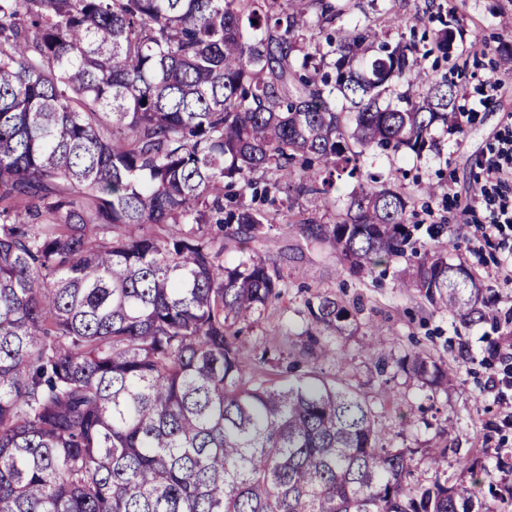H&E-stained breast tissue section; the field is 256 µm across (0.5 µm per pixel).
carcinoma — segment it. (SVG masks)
Here are the masks:
<instances>
[{
  "label": "carcinoma",
  "instance_id": "carcinoma-1",
  "mask_svg": "<svg viewBox=\"0 0 512 512\" xmlns=\"http://www.w3.org/2000/svg\"><path fill=\"white\" fill-rule=\"evenodd\" d=\"M333 0H0V512H473L355 389L265 380L236 324L282 295L279 268L224 260L272 218L253 175L336 205L377 150L421 154L456 110L416 46L369 23L312 43ZM395 103L381 106L385 98ZM299 168V182L281 179ZM353 192L303 222L360 275L405 255L407 200ZM171 227L162 233L165 227ZM404 288L484 320L467 267L424 253ZM311 323L355 315L331 295ZM412 374L454 375L421 353Z\"/></svg>",
  "mask_w": 512,
  "mask_h": 512
}]
</instances>
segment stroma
<instances>
[{"mask_svg":"<svg viewBox=\"0 0 512 512\" xmlns=\"http://www.w3.org/2000/svg\"><path fill=\"white\" fill-rule=\"evenodd\" d=\"M343 15L336 29L365 19L389 43L412 42L423 55L422 73L456 83V113L437 124V148L422 155L378 154L360 173L342 177L337 194L347 197L366 185L367 174L390 175L393 189L407 197V227L415 250L436 244L449 263L474 272L488 302V317L478 324L451 321L434 310L415 290L399 288L408 258H397L359 276L345 269L335 251L311 241L299 225L313 218L333 224L339 210L315 195L291 198L275 192L267 212H293L295 225L276 224L258 239L224 243L234 260L259 255L275 263L285 293L259 317L242 323L241 356L266 378L285 374L301 360L302 371L357 387L391 430L394 444L416 449L417 482L430 484L436 472L449 483L470 485L480 479L475 503L495 512H512V360L498 351L512 341V232L485 236L475 221H487L484 207H471L475 179L483 156L497 146L512 112V0H336ZM452 41L447 57L430 55L440 30ZM497 78L489 87L488 78ZM489 106H482V99ZM434 184L426 196L420 188ZM319 294L336 296L362 312L343 333H318L319 342L336 346L341 358L323 362L298 353L311 338L306 302ZM380 336L375 355L361 347L369 334ZM423 352L457 369L448 389L435 391L413 376L408 364ZM444 452L441 468L430 459Z\"/></svg>","mask_w":512,"mask_h":512,"instance_id":"stroma-1","label":"stroma"}]
</instances>
